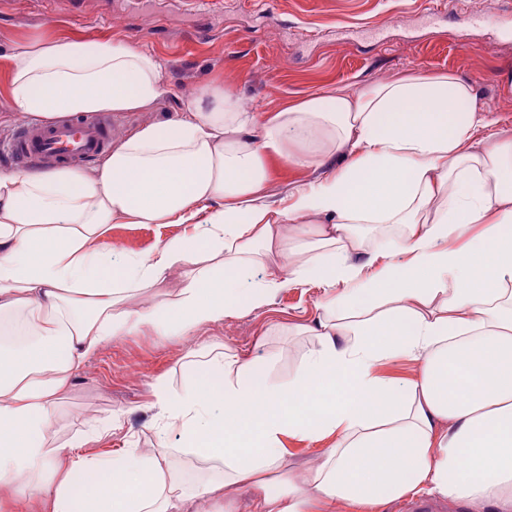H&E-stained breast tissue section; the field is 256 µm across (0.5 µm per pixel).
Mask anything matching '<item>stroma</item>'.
Segmentation results:
<instances>
[{
    "mask_svg": "<svg viewBox=\"0 0 512 512\" xmlns=\"http://www.w3.org/2000/svg\"><path fill=\"white\" fill-rule=\"evenodd\" d=\"M82 0L63 14L53 0H0V142L25 124L7 90L14 48L49 36L123 41L157 56L169 93L155 106L119 113L121 138L148 120L174 119L205 83L234 86L257 114L316 93H357L366 86L419 71L469 79L501 137L512 139V0ZM180 224H116L101 249L144 254L158 240L183 232ZM318 289L293 287L265 308L203 326L187 336L143 332L105 344L77 371L58 406L50 436L92 459L128 451H173L177 474L188 483L211 476L208 464L181 451L175 430L157 419L154 386L184 389L197 373L190 365L205 346L267 364L287 380L317 339L306 332L317 315Z\"/></svg>",
    "mask_w": 512,
    "mask_h": 512,
    "instance_id": "stroma-1",
    "label": "stroma"
}]
</instances>
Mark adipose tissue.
Returning <instances> with one entry per match:
<instances>
[{
  "mask_svg": "<svg viewBox=\"0 0 512 512\" xmlns=\"http://www.w3.org/2000/svg\"><path fill=\"white\" fill-rule=\"evenodd\" d=\"M166 92L135 44L57 36L10 58L14 108L38 122L137 112ZM491 125L450 72L262 119L212 82L95 173L0 169V322L29 336L0 346V487L39 488L50 512H186L219 495L234 512L243 491L252 512H379L422 491L512 512V139ZM275 157L318 172L276 206ZM114 224L186 230L118 262L96 245ZM295 285L320 290L317 345L288 381L208 349L200 381L155 386L157 417L216 477L186 485L166 448L92 460L50 444L74 374L112 338L184 336ZM390 358L415 375L379 377ZM287 436L331 442L300 481L284 475Z\"/></svg>",
  "mask_w": 512,
  "mask_h": 512,
  "instance_id": "1",
  "label": "adipose tissue"
}]
</instances>
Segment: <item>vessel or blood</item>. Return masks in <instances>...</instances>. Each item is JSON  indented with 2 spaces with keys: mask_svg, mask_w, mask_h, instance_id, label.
I'll list each match as a JSON object with an SVG mask.
<instances>
[{
  "mask_svg": "<svg viewBox=\"0 0 512 512\" xmlns=\"http://www.w3.org/2000/svg\"><path fill=\"white\" fill-rule=\"evenodd\" d=\"M111 141V116L85 114L50 123L24 124L15 130L6 151L23 169L32 165L78 166L106 152Z\"/></svg>",
  "mask_w": 512,
  "mask_h": 512,
  "instance_id": "vessel-or-blood-1",
  "label": "vessel or blood"
}]
</instances>
